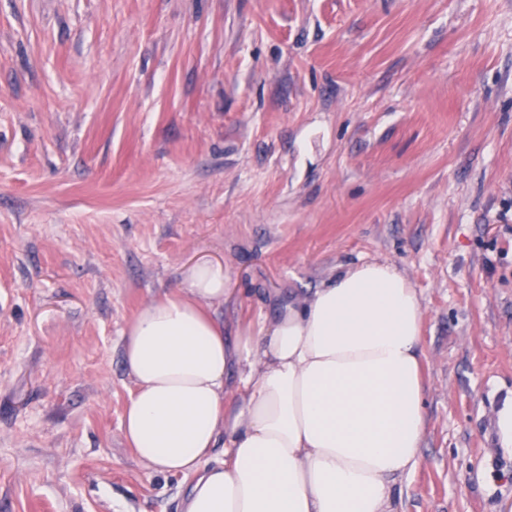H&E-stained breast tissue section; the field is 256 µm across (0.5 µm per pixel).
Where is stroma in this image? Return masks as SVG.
I'll return each mask as SVG.
<instances>
[{
	"label": "stroma",
	"mask_w": 512,
	"mask_h": 512,
	"mask_svg": "<svg viewBox=\"0 0 512 512\" xmlns=\"http://www.w3.org/2000/svg\"><path fill=\"white\" fill-rule=\"evenodd\" d=\"M371 261L422 306L396 512H512V0H0V512H178L134 315L219 263L234 336Z\"/></svg>",
	"instance_id": "1"
}]
</instances>
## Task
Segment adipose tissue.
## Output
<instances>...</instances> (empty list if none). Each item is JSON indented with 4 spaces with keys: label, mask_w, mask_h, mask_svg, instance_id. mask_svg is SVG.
<instances>
[{
    "label": "adipose tissue",
    "mask_w": 512,
    "mask_h": 512,
    "mask_svg": "<svg viewBox=\"0 0 512 512\" xmlns=\"http://www.w3.org/2000/svg\"><path fill=\"white\" fill-rule=\"evenodd\" d=\"M224 267L188 268L124 333L123 435L190 484L179 512H393L419 462L421 302L387 263L349 267L227 338Z\"/></svg>",
    "instance_id": "1"
}]
</instances>
